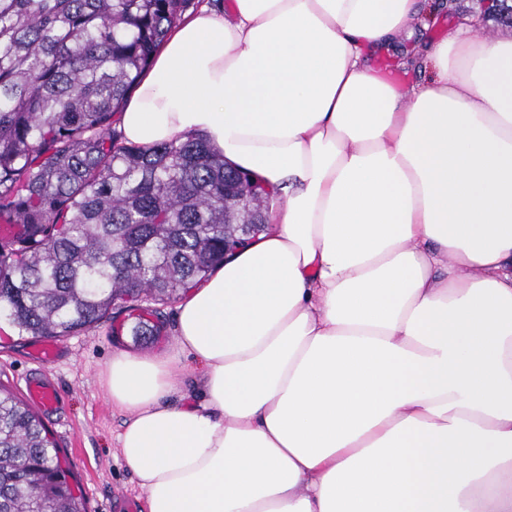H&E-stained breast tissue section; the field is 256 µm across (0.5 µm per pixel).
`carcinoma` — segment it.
Listing matches in <instances>:
<instances>
[{"mask_svg":"<svg viewBox=\"0 0 512 512\" xmlns=\"http://www.w3.org/2000/svg\"><path fill=\"white\" fill-rule=\"evenodd\" d=\"M192 0H0V318L21 336L162 334L159 304L266 228L276 195L205 138L127 145L120 113ZM40 417L0 388V512H85Z\"/></svg>","mask_w":512,"mask_h":512,"instance_id":"1","label":"carcinoma"}]
</instances>
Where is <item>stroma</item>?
<instances>
[{
    "label": "stroma",
    "instance_id": "obj_1",
    "mask_svg": "<svg viewBox=\"0 0 512 512\" xmlns=\"http://www.w3.org/2000/svg\"><path fill=\"white\" fill-rule=\"evenodd\" d=\"M434 5L427 22H412L413 36L396 47L394 56L380 60V69L394 84L410 86L428 80L424 40L441 39L459 16L478 12L476 0H434ZM174 336L170 324L157 341L143 346L130 335H113L111 323L106 322L89 332L58 339L57 358L40 363L30 355L37 338L19 335L8 323H0V387L22 398L29 378L41 377L55 385L60 407L45 424L85 496L87 512H145L144 496L120 455L118 434L124 416L113 409L99 375L113 350L158 354L169 349Z\"/></svg>",
    "mask_w": 512,
    "mask_h": 512
}]
</instances>
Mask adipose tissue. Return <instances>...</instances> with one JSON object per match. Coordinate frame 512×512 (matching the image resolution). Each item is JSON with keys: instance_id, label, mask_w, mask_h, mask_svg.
<instances>
[{"instance_id": "ef3b65f1", "label": "adipose tissue", "mask_w": 512, "mask_h": 512, "mask_svg": "<svg viewBox=\"0 0 512 512\" xmlns=\"http://www.w3.org/2000/svg\"><path fill=\"white\" fill-rule=\"evenodd\" d=\"M419 0H230L172 28L125 143L202 135L281 191L100 375L148 512H512V37L402 90Z\"/></svg>"}]
</instances>
